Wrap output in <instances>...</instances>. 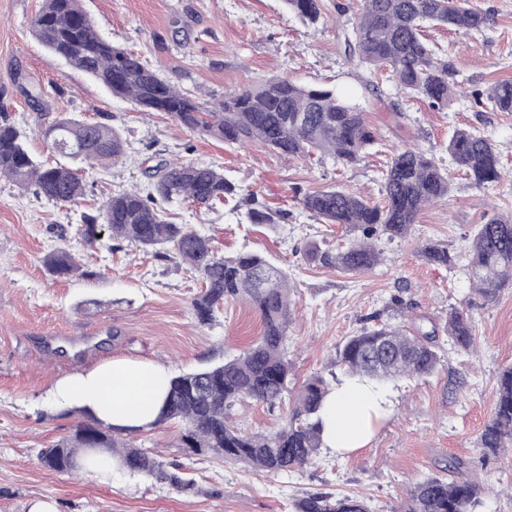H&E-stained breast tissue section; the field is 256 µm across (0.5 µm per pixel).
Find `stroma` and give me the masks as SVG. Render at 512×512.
<instances>
[{
    "mask_svg": "<svg viewBox=\"0 0 512 512\" xmlns=\"http://www.w3.org/2000/svg\"><path fill=\"white\" fill-rule=\"evenodd\" d=\"M42 0H0V110L27 133L42 161L57 153L41 130L59 114L102 122L127 143L122 164L84 173L87 194L60 206L0 179V512H29L50 501L56 512H294L296 500L314 493L352 494L370 512H396L424 476L443 473L448 461H466L473 479L489 491L486 512H512V455L483 460L477 439L490 420L499 371L512 365V288L484 302L462 268L428 265L417 250L429 240L447 243L460 257L478 224L512 210V112L479 101L475 91L512 80V0H478L488 23L477 31L431 27L429 42L447 51L457 94L434 110L409 98L387 74L371 75L340 46L352 13L329 11L312 26L283 0H82L98 32L138 53L203 107L225 92L274 75L325 87L360 104L379 140L415 145L434 156L452 182L447 198L425 208L403 240L378 237L380 264L352 275L308 262L312 246L344 243V228L319 223L298 198L338 186L373 202L382 199L384 155L368 151L356 165L330 158L287 160L255 143L239 149L202 137L158 112L142 115L134 103L112 96L74 71L32 35L30 22ZM42 88L33 104L20 85ZM404 118L394 119V107ZM484 133L509 174L484 188L459 172L447 151L455 130ZM222 167L259 210L279 213L275 224L250 223L244 211L224 205L207 210L174 201L171 220L211 238L219 253L255 251L286 268L292 279L288 357L293 386L324 373L337 346L369 318L396 319L401 300L418 324L444 322L451 309L471 317L475 353L444 346L443 365L428 377L388 383L391 415L367 448L350 454L321 449L303 468L277 476L217 457L186 454L180 427L164 423L133 433L137 447L167 464L181 465L196 492L181 494L152 477L115 472L111 482L81 470L70 477L44 467L39 456L69 436L84 416L48 395L59 378L108 359L154 361L171 374L198 369L239 354L260 334L258 315L227 301L213 322L198 324L191 310L200 283L185 264L109 241L83 244L84 214L112 195L146 185L144 171L163 159ZM68 247L92 278H56L44 260ZM281 409L252 400L231 415L238 429L262 433L277 427Z\"/></svg>",
    "mask_w": 512,
    "mask_h": 512,
    "instance_id": "obj_1",
    "label": "stroma"
}]
</instances>
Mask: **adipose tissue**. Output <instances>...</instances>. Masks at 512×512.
Here are the masks:
<instances>
[{"label": "adipose tissue", "instance_id": "1", "mask_svg": "<svg viewBox=\"0 0 512 512\" xmlns=\"http://www.w3.org/2000/svg\"><path fill=\"white\" fill-rule=\"evenodd\" d=\"M169 371L151 362L112 360L58 379L50 392L61 404L85 409L118 430L150 426L163 406ZM388 393L361 382L343 381L324 413V445L337 453L365 448L387 416Z\"/></svg>", "mask_w": 512, "mask_h": 512}]
</instances>
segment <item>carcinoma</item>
I'll return each instance as SVG.
<instances>
[{
  "label": "carcinoma",
  "mask_w": 512,
  "mask_h": 512,
  "mask_svg": "<svg viewBox=\"0 0 512 512\" xmlns=\"http://www.w3.org/2000/svg\"><path fill=\"white\" fill-rule=\"evenodd\" d=\"M287 8L308 24L326 15L325 0H283ZM486 15L473 0H361L352 27L343 32L347 57L371 73L389 71L407 94L431 108H442L454 97L452 64L445 51L423 37L428 25L455 30H478ZM38 42L66 64L92 77L112 95L135 102L146 113L163 112L182 127L226 145L259 142L281 157L294 159L319 153L343 166H353L378 144L367 113L328 89L297 84L285 77L224 94V100L202 108L139 55L103 37L81 6V0H44L31 21ZM483 96L500 112H512V81L495 83ZM60 155L53 164L39 161L29 150L22 129L0 113V177L32 184L56 204H69L85 196L86 186L77 166L107 167L123 160L126 142L111 126L75 118H61L43 131ZM457 167L477 187L500 178L495 145L466 129L456 131L448 143ZM148 185L133 187L102 203L97 214L85 217L82 239L93 243L104 226L118 246L131 243L159 258L171 256L193 270L203 284L192 300L198 323L207 325L227 299L248 304L261 318L262 333L242 353L221 365L171 377L158 419L183 423L180 447L192 455L216 456L242 462L269 475H278L311 463L323 445V410L338 382L335 372L316 374L298 391L291 387V366L285 351L291 322L288 271L253 251L218 254L210 239L185 224L168 220L160 203L181 199L211 207L247 206L246 216L258 224H273L269 212L254 208L255 198L244 197L224 176V169L161 160L144 170ZM383 202L373 204L339 187L309 191L300 203L323 224H342L357 232L336 250L310 249L309 260L326 268L358 274L373 270L381 261L374 239L405 238L424 208L448 196L451 183L425 152L405 148L391 154L382 173ZM464 272L479 296L494 302L501 289L512 287V212L497 214L477 226L466 247ZM429 264L448 267L455 258L448 245L428 241L419 250ZM45 264L59 277L82 270L66 249L50 253ZM273 268L274 284L259 287V275ZM454 348L468 352L475 329L467 313L449 312L443 331L437 327L410 331L390 323L363 327L339 345L335 367L344 377L369 381L379 387L399 378L428 376L441 364L439 334ZM244 398L269 407L289 402L281 424L261 434H249L230 425V410ZM512 442V366L498 376L492 419L477 443L483 457H497ZM108 454L132 473L155 477L177 492L195 490V482L181 467L167 469L133 442L101 424H81L70 436L42 450L44 466L70 471L69 463ZM466 465L452 460L454 477L429 475L416 483L402 512H485L486 494L479 482L465 475ZM295 512H369L354 495L310 494L298 500Z\"/></svg>",
  "instance_id": "carcinoma-1"
}]
</instances>
